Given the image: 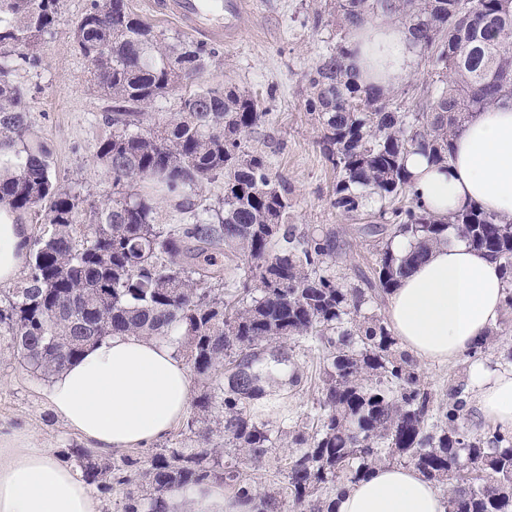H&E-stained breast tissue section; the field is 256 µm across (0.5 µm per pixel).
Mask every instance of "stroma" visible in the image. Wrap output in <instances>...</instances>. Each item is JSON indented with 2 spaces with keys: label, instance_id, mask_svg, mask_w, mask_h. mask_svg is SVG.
<instances>
[{
  "label": "stroma",
  "instance_id": "1",
  "mask_svg": "<svg viewBox=\"0 0 512 512\" xmlns=\"http://www.w3.org/2000/svg\"><path fill=\"white\" fill-rule=\"evenodd\" d=\"M86 5L87 0H62L55 33L40 48L41 67L18 70L13 78L28 92L31 123L52 153L58 181L81 184L98 201L112 192V181L96 158L112 101L88 86L86 63L74 47L72 30ZM329 8L330 0H247L235 33L217 42L216 55L196 83L239 89L266 111L265 123L252 130L248 141L267 155L273 174L287 181L289 223L301 232L336 230L343 242L337 272L347 287L358 288L373 241L355 234L354 227L370 223L379 204L367 198L352 216L331 207L337 173L306 110L305 74L339 31ZM47 386V380L13 358L0 359V433L26 439L58 461L64 448L83 439L54 413Z\"/></svg>",
  "mask_w": 512,
  "mask_h": 512
}]
</instances>
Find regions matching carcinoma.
<instances>
[{
	"instance_id": "1",
	"label": "carcinoma",
	"mask_w": 512,
	"mask_h": 512,
	"mask_svg": "<svg viewBox=\"0 0 512 512\" xmlns=\"http://www.w3.org/2000/svg\"><path fill=\"white\" fill-rule=\"evenodd\" d=\"M60 2L0 0V208L17 224L44 211L27 273L0 289V353L49 379L107 336L162 339L201 385L180 438L146 460L67 449L81 479L103 493L122 488V512H168L172 491L209 478L258 499L260 512H330L326 490L403 462L448 483L446 512H512V433L465 427L463 384L437 398L387 321L361 314L448 244L451 227L501 261L512 310V222L476 207L435 217L412 194L404 165L411 152L447 161L470 113L512 102V0H471L467 19L457 0H333L340 37L306 74V108L339 175L332 207L354 215L368 196L384 201L378 222L359 227L381 237L363 289L336 274L335 231L288 223L287 183L248 144L267 116L252 96L205 86L184 94L176 115L149 120L147 110L192 81L208 52L164 45L127 0H89L72 31L88 83L117 102L96 152L112 195L96 205L82 187L59 183L12 73L40 65ZM373 19L407 28L433 78L416 112L360 85L346 64L354 31ZM220 178L218 204L197 203ZM162 202L191 222L158 223ZM398 237L409 239L408 252L394 251ZM311 355L315 379L301 362ZM312 383L317 398L293 430L285 492L263 491L243 461L276 456L288 435V391Z\"/></svg>"
}]
</instances>
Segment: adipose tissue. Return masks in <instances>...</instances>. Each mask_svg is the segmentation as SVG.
Listing matches in <instances>:
<instances>
[{
    "instance_id": "obj_1",
    "label": "adipose tissue",
    "mask_w": 512,
    "mask_h": 512,
    "mask_svg": "<svg viewBox=\"0 0 512 512\" xmlns=\"http://www.w3.org/2000/svg\"><path fill=\"white\" fill-rule=\"evenodd\" d=\"M348 64L362 84L391 88L417 68L405 28L364 23ZM406 168L413 191L433 215L451 218L473 206L512 222V104L472 113L452 140L448 162L414 152ZM30 227L0 211V284L25 265ZM501 263L464 240L433 249L390 294L387 321L402 347L429 364H452L486 338L504 312ZM467 408L473 426L512 432V368L468 367ZM53 411L102 451L142 448L166 438L190 400L187 370L166 343L111 336L52 379ZM259 512L218 479L174 491L169 512ZM335 512H446L441 491L411 466L380 465L336 496ZM0 512H99L71 468L36 448L0 447Z\"/></svg>"
}]
</instances>
